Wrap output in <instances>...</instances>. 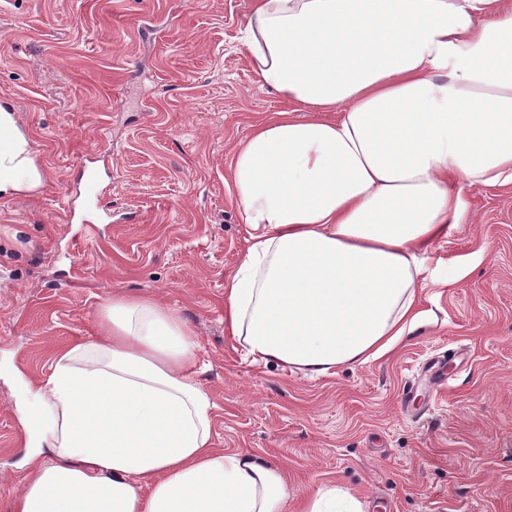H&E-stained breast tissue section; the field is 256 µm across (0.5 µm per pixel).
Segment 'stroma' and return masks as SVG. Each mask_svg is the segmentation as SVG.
Returning a JSON list of instances; mask_svg holds the SVG:
<instances>
[{
	"label": "stroma",
	"instance_id": "stroma-1",
	"mask_svg": "<svg viewBox=\"0 0 512 512\" xmlns=\"http://www.w3.org/2000/svg\"><path fill=\"white\" fill-rule=\"evenodd\" d=\"M250 0H0V98L44 180L0 199V512L28 435L13 371L99 335L113 292L153 296L196 333L212 440L280 466L290 491L346 489L363 512H512V184L468 190L469 217L429 248L423 318L384 358L308 377L256 363L224 326L247 245L234 148L292 103L240 44ZM95 158L100 221L81 223Z\"/></svg>",
	"mask_w": 512,
	"mask_h": 512
}]
</instances>
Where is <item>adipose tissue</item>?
I'll list each match as a JSON object with an SVG mask.
<instances>
[{"mask_svg": "<svg viewBox=\"0 0 512 512\" xmlns=\"http://www.w3.org/2000/svg\"><path fill=\"white\" fill-rule=\"evenodd\" d=\"M254 73L294 103L254 126L229 176L249 228L224 322L257 363L308 376L394 350L422 318L428 248L466 191L512 183V0H252ZM43 171L0 99V199ZM195 333L113 293L101 334L20 378L29 471L9 512H288L281 468L212 446ZM297 512H363L308 485Z\"/></svg>", "mask_w": 512, "mask_h": 512, "instance_id": "ef3b65f1", "label": "adipose tissue"}]
</instances>
